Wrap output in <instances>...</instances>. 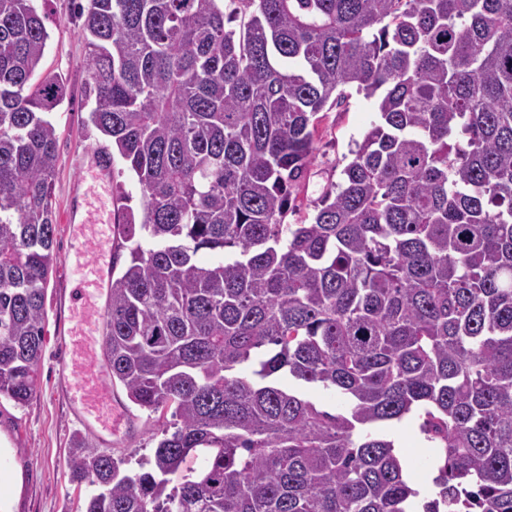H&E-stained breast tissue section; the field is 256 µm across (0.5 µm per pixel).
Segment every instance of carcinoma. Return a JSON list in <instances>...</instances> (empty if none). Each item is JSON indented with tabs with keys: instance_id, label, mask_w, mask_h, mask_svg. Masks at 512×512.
<instances>
[{
	"instance_id": "obj_1",
	"label": "carcinoma",
	"mask_w": 512,
	"mask_h": 512,
	"mask_svg": "<svg viewBox=\"0 0 512 512\" xmlns=\"http://www.w3.org/2000/svg\"><path fill=\"white\" fill-rule=\"evenodd\" d=\"M219 2L80 13L90 122L143 199L120 232L107 373L172 417L137 470L73 439L85 512H407L418 491L383 427L415 409L444 460L423 512H512V0ZM47 38L35 0H0V399L16 406L57 263L66 86L31 83ZM351 89L378 120L287 224L321 112ZM304 395L323 406L325 409L334 412L335 409H340L343 406L342 400L337 397L332 391L326 390L321 386L309 385L302 389Z\"/></svg>"
}]
</instances>
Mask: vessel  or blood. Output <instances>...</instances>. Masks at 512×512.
<instances>
[{"label":"vessel or blood","mask_w":512,"mask_h":512,"mask_svg":"<svg viewBox=\"0 0 512 512\" xmlns=\"http://www.w3.org/2000/svg\"><path fill=\"white\" fill-rule=\"evenodd\" d=\"M116 221L115 210L109 209L101 229L86 223L67 227L71 250L66 262L72 269L84 270L85 276L81 281V304L70 310L63 371L69 380L72 408L80 414L82 422L107 434L124 424L125 413L116 405L107 371L99 362L102 328L94 315L101 306L106 273L112 268V226Z\"/></svg>","instance_id":"obj_1"}]
</instances>
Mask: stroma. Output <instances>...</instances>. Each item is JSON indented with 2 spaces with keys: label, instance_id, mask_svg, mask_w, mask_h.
<instances>
[{
  "label": "stroma",
  "instance_id": "1",
  "mask_svg": "<svg viewBox=\"0 0 512 512\" xmlns=\"http://www.w3.org/2000/svg\"><path fill=\"white\" fill-rule=\"evenodd\" d=\"M86 2L37 0L36 3L45 16L49 38L35 78L40 81L58 74L66 82V98L55 113L58 163L53 190L54 250L61 257L70 248L66 233L69 208L83 209L85 219L94 222L107 200L97 183L86 181L78 189L73 186L74 180L97 168V149L106 143L88 124L93 102L85 96L87 38L78 18V8ZM376 119L373 102L357 93L327 112L316 134L315 160L292 191L287 223H296L312 211L328 185L339 181L342 169L351 159L353 141L361 139ZM79 297L78 281L64 265H56L47 284L45 347L38 367L36 392L22 406L0 401V448L16 452L9 475L7 512H84L85 501L93 488L70 477L68 451L76 436L85 437L98 450L124 458L131 470L153 455L155 435L162 422L134 406L121 386H114L113 391L131 418L132 427L118 436L110 439L94 436L70 407L62 373L61 342L70 327L69 310ZM419 424V417L413 416L392 422L388 427L391 438L401 440L406 448V470L416 478L440 466L436 450L424 438Z\"/></svg>",
  "mask_w": 512,
  "mask_h": 512
}]
</instances>
